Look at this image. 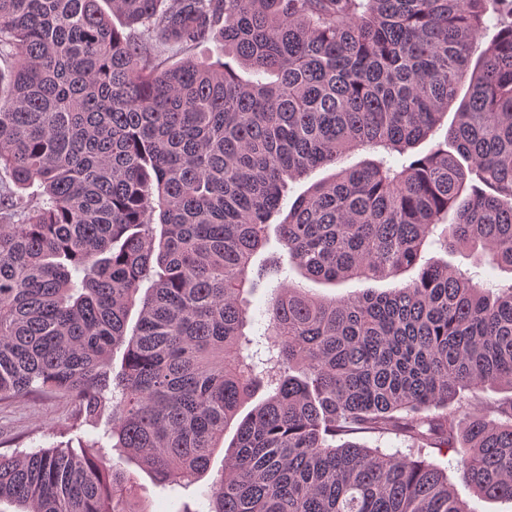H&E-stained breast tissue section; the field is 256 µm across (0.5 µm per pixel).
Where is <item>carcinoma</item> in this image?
Listing matches in <instances>:
<instances>
[{
	"label": "carcinoma",
	"instance_id": "cac0c4a2",
	"mask_svg": "<svg viewBox=\"0 0 512 512\" xmlns=\"http://www.w3.org/2000/svg\"><path fill=\"white\" fill-rule=\"evenodd\" d=\"M107 2L121 27L99 0H0V401L68 395L93 428L0 452V505L147 512L127 465L188 487L233 425L183 512H471L425 448L512 501V400L490 420L463 396L512 390V284L422 260L442 225L444 248L512 270V0ZM217 39L222 63H157ZM359 149L292 203L269 265L288 181ZM415 268L347 298L281 282L249 351L243 295L267 276ZM353 440L366 444L370 448H381L388 453H394L396 450H400L404 454L408 452L403 439L395 435L379 437L378 435L363 434L356 436Z\"/></svg>",
	"mask_w": 512,
	"mask_h": 512
}]
</instances>
